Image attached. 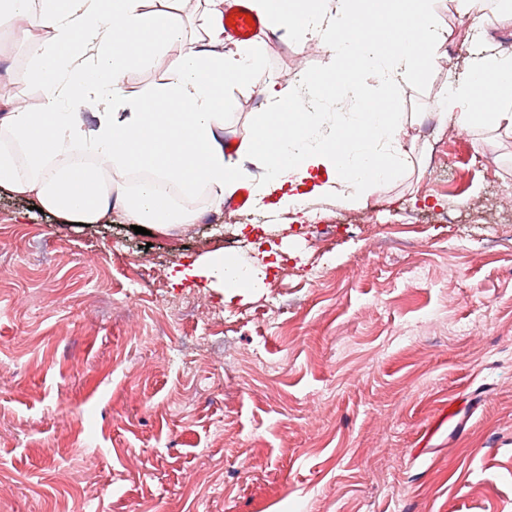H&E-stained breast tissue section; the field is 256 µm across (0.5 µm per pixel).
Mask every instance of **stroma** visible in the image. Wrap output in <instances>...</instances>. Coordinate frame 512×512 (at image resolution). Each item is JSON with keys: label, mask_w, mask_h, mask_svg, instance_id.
Returning a JSON list of instances; mask_svg holds the SVG:
<instances>
[{"label": "stroma", "mask_w": 512, "mask_h": 512, "mask_svg": "<svg viewBox=\"0 0 512 512\" xmlns=\"http://www.w3.org/2000/svg\"><path fill=\"white\" fill-rule=\"evenodd\" d=\"M433 74L390 90L369 71L364 104L403 115L407 165L366 196L286 210L252 197L234 224L177 236L68 224L0 191V512H512V129H465L443 175L430 168L443 85L471 44L512 52V20L480 24L438 0ZM182 27L126 63L148 98L201 49L197 0ZM19 17L0 16V95L40 106ZM250 74L223 88L225 142L262 131L274 92L327 72L285 25L257 39ZM487 193L494 224L468 219ZM344 230L316 246L317 225ZM224 251L259 285L235 293L177 270ZM152 260L153 287L137 261ZM315 272L279 276L271 256ZM225 361H218V353ZM456 400L458 429L437 410Z\"/></svg>", "instance_id": "1"}]
</instances>
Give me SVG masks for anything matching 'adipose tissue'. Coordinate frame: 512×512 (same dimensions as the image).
<instances>
[{"label":"adipose tissue","instance_id":"1","mask_svg":"<svg viewBox=\"0 0 512 512\" xmlns=\"http://www.w3.org/2000/svg\"><path fill=\"white\" fill-rule=\"evenodd\" d=\"M151 0H0V14L26 19L23 38L29 44L42 103L26 111L15 101L0 104V190L37 200L39 205L72 224H98L112 218L120 203L131 224L169 232L194 223L196 212L176 203L167 185L192 193L205 189L209 203L223 208L243 175L218 141L224 114L214 105L220 88L246 77V61L254 47L223 52L224 14L207 10L206 49L179 57L170 83L151 95L153 111H132L121 87L116 49L124 31L158 27L173 29L177 16L150 11ZM314 27L302 13L284 11L299 37H319L332 59L330 76L345 82L356 102L367 93L359 83H346L351 69L376 71L392 88L411 76L434 71L441 38L435 0H324ZM385 16L406 12L412 26L394 42L388 56L373 49L375 37L365 22L368 8ZM83 48L95 61L97 78L81 85L64 79L69 70L83 72L70 52ZM470 64L475 77L450 82L441 117L459 129H512V54L488 48ZM100 109L96 127H86L83 112ZM403 117L398 112H361L356 120L328 132L317 130L315 113L294 105L270 121L267 136L241 144V152L265 162V182L254 194L281 192L283 206L299 204V188L313 181L314 193L335 194L338 188L360 195L371 181L399 172L408 154L399 138ZM150 170L143 185L123 184L117 198L108 188L114 177Z\"/></svg>","mask_w":512,"mask_h":512}]
</instances>
